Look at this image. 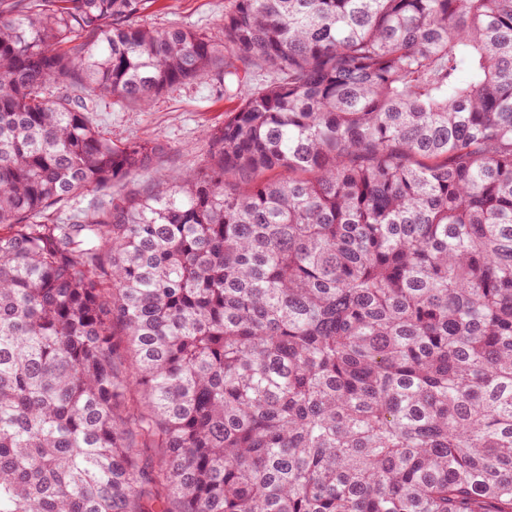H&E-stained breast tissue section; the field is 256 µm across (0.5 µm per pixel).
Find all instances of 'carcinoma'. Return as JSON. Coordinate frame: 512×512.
<instances>
[{"label": "carcinoma", "mask_w": 512, "mask_h": 512, "mask_svg": "<svg viewBox=\"0 0 512 512\" xmlns=\"http://www.w3.org/2000/svg\"><path fill=\"white\" fill-rule=\"evenodd\" d=\"M46 2L0 0V512H512V0ZM205 76L136 187L89 113ZM230 0H154L138 19L162 30L173 26H192L222 37L224 10ZM237 102L224 97V89L209 77H202L163 92L147 110L104 98L92 113L101 134L116 144L148 138L164 145L142 186L164 180L173 169H196L206 150L205 131L223 127L224 112ZM127 190L128 188L122 187L120 183H117L113 184L111 189L84 192L67 201L58 203L49 212H52L53 215L57 213L58 215L65 216L89 208L105 206L111 196L124 194Z\"/></svg>", "instance_id": "obj_1"}]
</instances>
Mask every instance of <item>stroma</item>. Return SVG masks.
Listing matches in <instances>:
<instances>
[{
	"label": "stroma",
	"instance_id": "stroma-1",
	"mask_svg": "<svg viewBox=\"0 0 512 512\" xmlns=\"http://www.w3.org/2000/svg\"><path fill=\"white\" fill-rule=\"evenodd\" d=\"M229 6V0H151L140 20L158 30L186 25L218 37ZM236 105L210 78L202 77L163 92L146 110L101 99L93 120L114 143L148 138L163 144L146 176L152 182L175 169L197 168L206 150V132L223 127L225 112Z\"/></svg>",
	"mask_w": 512,
	"mask_h": 512
}]
</instances>
